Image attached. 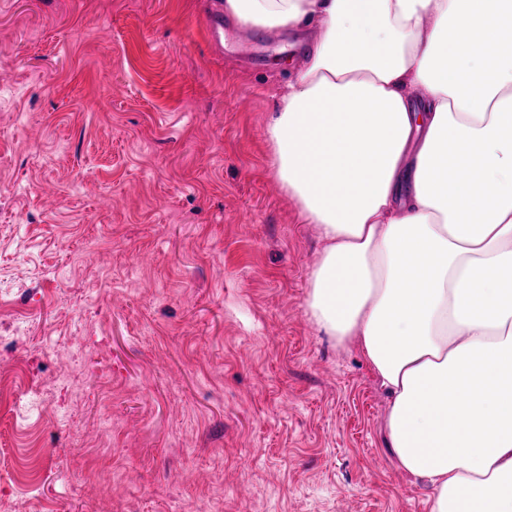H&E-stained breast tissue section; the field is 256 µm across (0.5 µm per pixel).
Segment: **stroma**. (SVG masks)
Segmentation results:
<instances>
[{
  "mask_svg": "<svg viewBox=\"0 0 512 512\" xmlns=\"http://www.w3.org/2000/svg\"><path fill=\"white\" fill-rule=\"evenodd\" d=\"M218 0H0V512H430L306 308L271 167L304 52Z\"/></svg>",
  "mask_w": 512,
  "mask_h": 512,
  "instance_id": "stroma-1",
  "label": "stroma"
}]
</instances>
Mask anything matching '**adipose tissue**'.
Masks as SVG:
<instances>
[{
	"instance_id": "1",
	"label": "adipose tissue",
	"mask_w": 512,
	"mask_h": 512,
	"mask_svg": "<svg viewBox=\"0 0 512 512\" xmlns=\"http://www.w3.org/2000/svg\"><path fill=\"white\" fill-rule=\"evenodd\" d=\"M314 30L268 124L307 311L388 397L431 512H512V0H224Z\"/></svg>"
}]
</instances>
